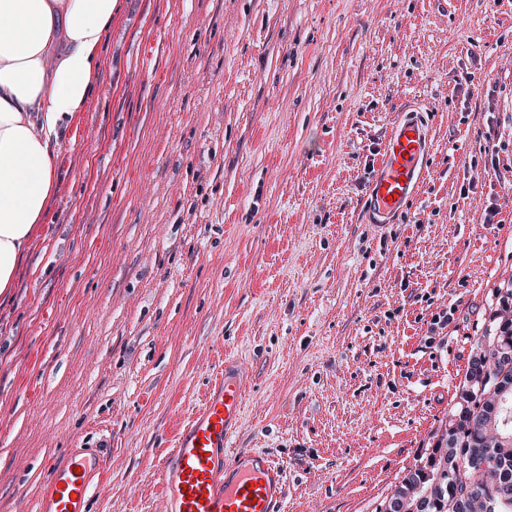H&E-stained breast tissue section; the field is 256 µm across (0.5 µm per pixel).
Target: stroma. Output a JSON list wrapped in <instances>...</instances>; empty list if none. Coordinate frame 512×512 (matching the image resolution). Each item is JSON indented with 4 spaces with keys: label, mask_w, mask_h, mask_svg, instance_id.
I'll return each mask as SVG.
<instances>
[{
    "label": "stroma",
    "mask_w": 512,
    "mask_h": 512,
    "mask_svg": "<svg viewBox=\"0 0 512 512\" xmlns=\"http://www.w3.org/2000/svg\"><path fill=\"white\" fill-rule=\"evenodd\" d=\"M412 112L424 176L366 223ZM510 278L512 0H118L0 296V512L97 441L88 512H163L155 473L228 356L230 445L283 466L285 512H383Z\"/></svg>",
    "instance_id": "35a3bbf8"
}]
</instances>
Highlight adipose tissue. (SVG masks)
<instances>
[{"label":"adipose tissue","instance_id":"obj_1","mask_svg":"<svg viewBox=\"0 0 512 512\" xmlns=\"http://www.w3.org/2000/svg\"><path fill=\"white\" fill-rule=\"evenodd\" d=\"M117 0H0V295L56 186Z\"/></svg>","mask_w":512,"mask_h":512}]
</instances>
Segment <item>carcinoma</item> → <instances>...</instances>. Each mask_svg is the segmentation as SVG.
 <instances>
[{"instance_id":"carcinoma-1","label":"carcinoma","mask_w":512,"mask_h":512,"mask_svg":"<svg viewBox=\"0 0 512 512\" xmlns=\"http://www.w3.org/2000/svg\"><path fill=\"white\" fill-rule=\"evenodd\" d=\"M498 308L476 341L452 416L471 414L475 423L448 422L435 455L410 471L393 495L394 512L412 507L429 492L426 512H512V281L497 289Z\"/></svg>"}]
</instances>
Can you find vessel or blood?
<instances>
[{
	"mask_svg": "<svg viewBox=\"0 0 512 512\" xmlns=\"http://www.w3.org/2000/svg\"><path fill=\"white\" fill-rule=\"evenodd\" d=\"M428 145L429 132L421 121L404 118L391 128L381 172L371 184L373 216L395 213L412 198ZM243 392L234 363L225 362L223 382L181 428L158 472L165 512H278L286 494L282 466L263 452L226 449L227 437L241 420ZM106 469L100 450L69 449L51 466L36 512H87Z\"/></svg>",
	"mask_w": 512,
	"mask_h": 512,
	"instance_id": "1",
	"label": "vessel or blood"
}]
</instances>
